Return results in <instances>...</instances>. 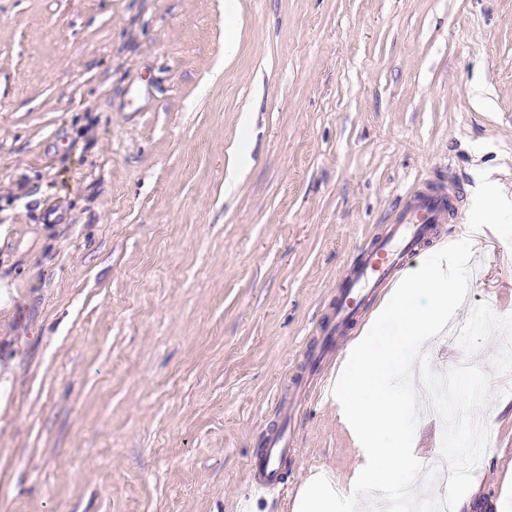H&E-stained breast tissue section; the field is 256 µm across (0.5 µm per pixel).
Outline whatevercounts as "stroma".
<instances>
[{
	"label": "stroma",
	"mask_w": 512,
	"mask_h": 512,
	"mask_svg": "<svg viewBox=\"0 0 512 512\" xmlns=\"http://www.w3.org/2000/svg\"><path fill=\"white\" fill-rule=\"evenodd\" d=\"M512 198V0H0V512H237L405 192ZM473 303L512 315V245ZM512 374L463 512H512ZM287 506L364 463L308 406Z\"/></svg>",
	"instance_id": "35a3bbf8"
}]
</instances>
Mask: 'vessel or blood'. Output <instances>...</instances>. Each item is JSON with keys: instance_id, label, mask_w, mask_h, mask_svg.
<instances>
[{"instance_id": "vessel-or-blood-1", "label": "vessel or blood", "mask_w": 512, "mask_h": 512, "mask_svg": "<svg viewBox=\"0 0 512 512\" xmlns=\"http://www.w3.org/2000/svg\"><path fill=\"white\" fill-rule=\"evenodd\" d=\"M460 195L426 183L411 189L396 209L385 233L372 241L336 295L332 318L308 354L307 377L291 376L282 394L278 423L266 430L263 448L249 462L248 493L240 512H253L255 503L275 500L286 493L283 466L295 450L288 420L308 402H333L332 387L341 372L333 339L345 335L349 325L364 321L377 302L397 287L414 258L434 243L442 224L455 218Z\"/></svg>"}]
</instances>
